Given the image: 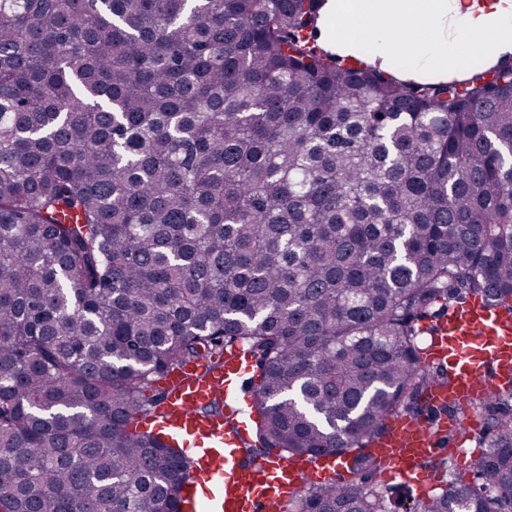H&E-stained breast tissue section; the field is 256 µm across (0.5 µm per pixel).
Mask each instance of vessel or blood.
Returning <instances> with one entry per match:
<instances>
[{
    "label": "vessel or blood",
    "mask_w": 512,
    "mask_h": 512,
    "mask_svg": "<svg viewBox=\"0 0 512 512\" xmlns=\"http://www.w3.org/2000/svg\"><path fill=\"white\" fill-rule=\"evenodd\" d=\"M426 358L446 365L452 377L448 387L430 389L431 404L477 400L491 385L512 382V320L488 308L483 298H474L449 311ZM250 368L248 354L236 348L225 353L219 369L199 363L175 371L160 384L165 398L156 413L136 422L138 430L167 433L193 453L196 480L210 486L205 493L191 490L193 512H271L296 497L303 482L323 484L345 470L344 460L330 455L308 462L269 456L238 463L253 421L252 399L242 391ZM219 397L223 414H204L203 406ZM483 426L479 414L453 426L441 419L402 416L391 420L372 453L392 464V479L419 486L433 479L422 461L437 455L449 434L476 433Z\"/></svg>",
    "instance_id": "1"
}]
</instances>
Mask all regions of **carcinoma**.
<instances>
[{
	"label": "carcinoma",
	"instance_id": "cac0c4a2",
	"mask_svg": "<svg viewBox=\"0 0 512 512\" xmlns=\"http://www.w3.org/2000/svg\"><path fill=\"white\" fill-rule=\"evenodd\" d=\"M316 2L0 0V512H181L143 394L237 344L243 455L349 459L295 512H394L387 420L464 416L419 322L512 315V68L347 70ZM478 404L475 481L411 512H512V388Z\"/></svg>",
	"mask_w": 512,
	"mask_h": 512
}]
</instances>
